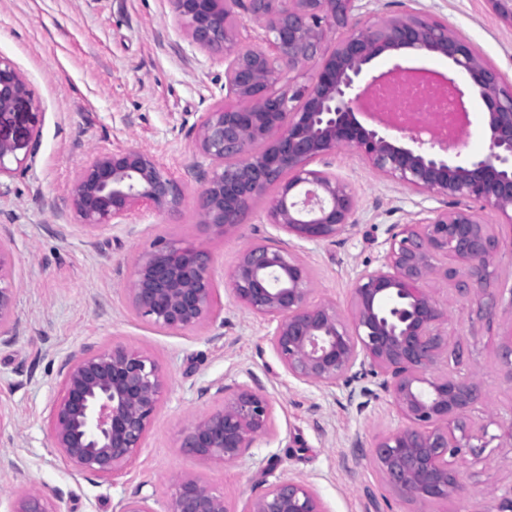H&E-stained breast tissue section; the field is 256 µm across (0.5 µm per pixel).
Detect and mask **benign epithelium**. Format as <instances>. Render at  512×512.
<instances>
[{
  "mask_svg": "<svg viewBox=\"0 0 512 512\" xmlns=\"http://www.w3.org/2000/svg\"><path fill=\"white\" fill-rule=\"evenodd\" d=\"M360 0H247L244 8L264 32L266 49L241 46L231 22L241 0H168L176 25L196 46L224 63L225 98L202 113L195 149L210 172L198 198L200 223L222 234L270 189L268 223L288 239L246 248L228 275L235 301L267 320L270 343L285 371L303 383L342 385L349 395L374 394L371 378L390 397L404 425L380 436L371 457L384 487L405 502L463 500L469 487L457 461L479 457L497 436L483 417L481 381L462 371L467 349L450 329L448 305L428 282L439 278L460 296L478 301L494 318L498 296L489 285L500 251L494 230L474 204L512 224V83L479 58L468 39L440 19L409 11L376 19ZM512 25V0H487ZM338 35L332 51L327 38ZM402 50L446 58L464 83L479 90L486 151L473 158L443 157L438 141L411 129H368L355 117L375 78L364 66ZM312 66L308 81L295 75ZM31 92L14 64L0 57V176L26 168L29 136L4 125ZM348 147L387 179L414 193L450 200L427 216L388 230L381 267L357 274L352 320L334 305L311 300L312 281L294 253V241H333L355 226V196L336 174L309 168ZM24 155H19V151ZM184 193L153 156L136 149L99 152L78 171L63 205L90 232L124 224L143 208L180 214ZM0 247V338L18 337L16 287ZM215 259L203 244L159 240L132 272L128 300L141 318L171 332L216 320L224 310L214 280ZM500 364L512 376V331L499 345ZM444 365L448 370L429 375ZM159 364L124 346L68 355L58 392L48 406L50 447L78 472L109 480L143 447L164 391ZM217 404L185 425L180 447L214 465L234 463L273 433V400L260 386L221 384ZM154 495L137 491L117 512H156ZM10 512H60L42 490H28ZM164 512H234L224 494L197 478H179ZM246 512H324L305 482L269 484Z\"/></svg>",
  "mask_w": 512,
  "mask_h": 512,
  "instance_id": "7a95c632",
  "label": "benign epithelium"
}]
</instances>
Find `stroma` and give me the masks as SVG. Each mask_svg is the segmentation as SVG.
Wrapping results in <instances>:
<instances>
[{
	"label": "stroma",
	"mask_w": 512,
	"mask_h": 512,
	"mask_svg": "<svg viewBox=\"0 0 512 512\" xmlns=\"http://www.w3.org/2000/svg\"><path fill=\"white\" fill-rule=\"evenodd\" d=\"M365 11L390 16L413 10L447 20L479 55L512 82V27L487 0H362ZM0 57L9 59L32 93L22 103V125L32 137L28 166L0 177V246L11 256L17 287L16 341H0V456L21 473L0 467V512L31 488L44 490L61 512H115L140 488L165 503L174 479L192 476L223 491L234 512L268 484L305 481L325 512H409L381 485L364 452L376 438L402 426L390 398L352 397L302 383L284 370L272 349L270 324L233 299L227 276L241 252L283 233L266 219L260 199L242 228L216 237L204 233L197 200L209 162L194 146L201 113L224 98V66L174 25L167 0H0ZM137 149L152 155L182 185L178 217L133 214L127 223L87 233L62 209L75 174L98 151ZM350 183L355 227L336 241L299 243L316 302L352 318L351 291L362 270L379 268L391 225L408 223L445 199L412 193L384 178L355 152L312 161ZM501 241L493 282L502 299L493 320L476 302L441 280L435 295L453 315L451 327L469 350L496 420L490 433L512 421V377L502 371L499 336L512 328V226L491 208L479 209ZM200 242L216 259L215 279L224 311L185 332L159 329L130 308L125 288L136 262L156 240ZM124 346L151 356L167 389L143 448L129 465L104 480L57 458L48 442L46 406L57 392L65 356L86 348ZM258 382L274 400L273 438L238 462L207 465L185 452L187 421L214 406L202 389L220 383ZM461 477L467 502L427 506L426 512H485L488 488L512 490V442L496 439L479 459H467Z\"/></svg>",
	"instance_id": "1"
}]
</instances>
